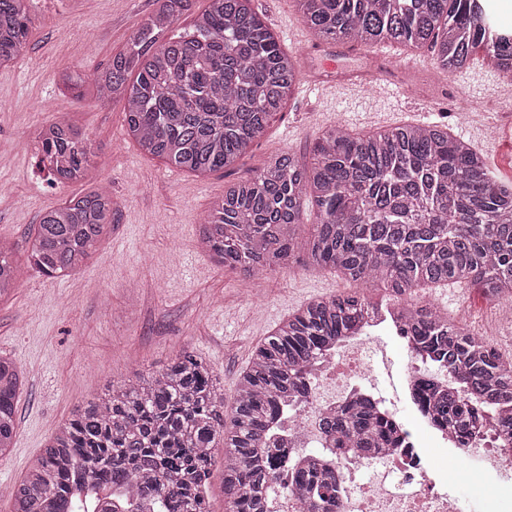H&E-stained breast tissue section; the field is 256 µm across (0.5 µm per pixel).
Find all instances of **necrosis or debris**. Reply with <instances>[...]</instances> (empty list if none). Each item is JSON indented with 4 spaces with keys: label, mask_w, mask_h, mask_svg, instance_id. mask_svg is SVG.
<instances>
[{
    "label": "necrosis or debris",
    "mask_w": 512,
    "mask_h": 512,
    "mask_svg": "<svg viewBox=\"0 0 512 512\" xmlns=\"http://www.w3.org/2000/svg\"><path fill=\"white\" fill-rule=\"evenodd\" d=\"M306 398L283 405L267 443L336 479L337 512H460L449 472L464 475L481 512H512V437L473 429L465 442L439 427L417 391L421 379L464 393L463 382L402 336L394 308L378 311L308 365ZM368 399L392 422L400 447L370 456L337 447L327 414Z\"/></svg>",
    "instance_id": "4bbe7bcc"
}]
</instances>
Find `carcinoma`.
I'll use <instances>...</instances> for the list:
<instances>
[{"label": "carcinoma", "instance_id": "obj_1", "mask_svg": "<svg viewBox=\"0 0 512 512\" xmlns=\"http://www.w3.org/2000/svg\"><path fill=\"white\" fill-rule=\"evenodd\" d=\"M26 0H0V64L28 43ZM159 8L102 69L62 75L65 89H88L105 106L125 99L128 135L141 151L195 175L237 166L280 114L298 81L284 50L251 0H207L192 28L174 24L194 0ZM321 43L381 42L430 47L436 69L453 74L475 51L512 71V34L496 32L477 0H296ZM41 161L51 182L86 178L88 139L66 118L41 126ZM106 186L45 212L29 235L25 261L53 277L79 272L112 226ZM200 244L215 261L248 275L292 264L341 269L357 288L308 303L255 347L234 404L207 362L183 350L161 370L114 383L56 427L21 480L6 488L12 512H208L206 490L224 462L229 512H267L278 475L267 466L266 432L290 396L309 391L307 362L374 313L363 289L395 301L403 334L460 374L474 400L421 392L434 419L464 438L482 419L484 399L512 405V366L487 342L414 301L419 288L463 280L490 300L512 299V186L496 180L481 153L448 127L399 124L353 135L333 125L299 158L280 150L224 187L200 223ZM306 234V251L297 239ZM17 266L0 239V298ZM22 371L0 354V458L12 448ZM339 448L363 454L396 444L367 402L328 418ZM295 468L302 512H336V481Z\"/></svg>", "mask_w": 512, "mask_h": 512}]
</instances>
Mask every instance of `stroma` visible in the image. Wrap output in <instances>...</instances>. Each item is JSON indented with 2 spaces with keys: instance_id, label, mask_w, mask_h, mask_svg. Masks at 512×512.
I'll use <instances>...</instances> for the list:
<instances>
[{
  "instance_id": "stroma-1",
  "label": "stroma",
  "mask_w": 512,
  "mask_h": 512,
  "mask_svg": "<svg viewBox=\"0 0 512 512\" xmlns=\"http://www.w3.org/2000/svg\"><path fill=\"white\" fill-rule=\"evenodd\" d=\"M157 6V0H31L28 44L17 62L0 67V239L12 245L20 263L14 292L0 300V353L25 375L13 447L0 458V484L20 481L76 405L109 383L165 367L182 350L210 364L224 387L225 406H232L239 375L265 336L311 301L349 290L331 269L296 264L251 278L218 266L201 248L199 217L223 197L226 185L247 177L271 153L287 149L305 156L338 119L364 134L418 112L469 141L494 177L512 183V111L498 109L496 70L482 52L472 64L480 70L485 108L474 121L463 116L469 86L452 76L428 73L436 99L431 108L403 95L397 81L384 99L323 98L303 72L267 136L233 172L196 176L144 154L127 135L121 97L102 108L91 93L78 98L67 92L60 77L104 67ZM253 8L285 50L309 57L314 41L296 0H254ZM379 53L403 69L418 56L434 60L431 49L411 53L388 43L338 58L336 66L367 70ZM58 117L88 137L92 156L84 181L50 183L40 161L36 132ZM100 184L112 190L116 219L86 266L48 278L24 265L41 215ZM419 296L483 338L504 314L473 286L457 296L446 286Z\"/></svg>"
}]
</instances>
